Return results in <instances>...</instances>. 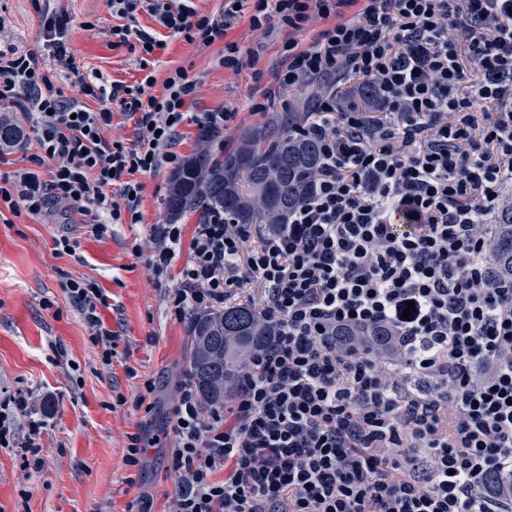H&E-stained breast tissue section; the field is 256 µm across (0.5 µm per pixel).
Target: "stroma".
I'll list each match as a JSON object with an SVG mask.
<instances>
[{"mask_svg":"<svg viewBox=\"0 0 512 512\" xmlns=\"http://www.w3.org/2000/svg\"><path fill=\"white\" fill-rule=\"evenodd\" d=\"M65 10L70 31L67 44L83 73L102 72L108 80H139L133 54L112 47L103 29L113 21L105 0H51ZM0 39L24 52L40 54L42 63L65 95H76L69 74L43 47L41 19L33 0H0ZM224 43L199 47L169 40L159 54L157 79L178 66L198 83L193 113L238 110L236 122L210 142H202L198 123L183 124L172 147L186 158L202 147L219 153L246 127L265 122L273 112L301 109L299 91L275 81L279 44L267 42L257 69L223 70ZM260 111H251V104ZM172 170L162 167L143 176L144 190L137 224H116L111 236L97 239L75 212L51 211L43 216L0 218V390L33 389L35 405L45 414L40 443L42 470L22 476L14 451L0 448V512H127L140 492H150L155 512H168L177 487L170 469L173 433L169 423L172 385L181 379L188 336L186 322L171 316L148 279L142 261L131 252L138 237L168 219L164 202ZM78 237V257L56 254L52 239L62 232ZM92 277L110 296L104 310L108 327L118 331L117 354L101 368L100 349L88 338L83 320L62 288L65 274ZM82 377L72 382L68 362ZM137 378H129L128 369ZM157 376L161 386L150 417L132 409L142 377ZM148 426L157 442L147 452L143 471L126 466L124 448L131 434Z\"/></svg>","mask_w":512,"mask_h":512,"instance_id":"stroma-1","label":"stroma"}]
</instances>
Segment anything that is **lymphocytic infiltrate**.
<instances>
[{"instance_id": "lymphocytic-infiltrate-1", "label": "lymphocytic infiltrate", "mask_w": 512, "mask_h": 512, "mask_svg": "<svg viewBox=\"0 0 512 512\" xmlns=\"http://www.w3.org/2000/svg\"><path fill=\"white\" fill-rule=\"evenodd\" d=\"M106 7L139 82L87 80L65 13L46 7V46L80 97L35 53L0 44V121L21 115L38 147L31 168L0 177V205L80 213L100 239L139 223L141 175L181 164L171 146L197 82L181 67L157 81L159 29L200 47L223 40L227 71L260 58L198 0ZM243 8L251 31L284 37L279 85H326L302 127L323 163L256 247L250 225L218 214L191 239L157 224L132 247L176 319L256 284L276 329L246 358L229 407L206 409L190 381L177 385L169 512H512V281L489 280L487 222L512 184V0H224L226 16ZM116 111L132 139L113 135ZM63 287L111 366L106 292L82 275ZM370 325L391 330V351L343 334ZM44 428L31 393L0 398V447L22 469L42 468Z\"/></svg>"}]
</instances>
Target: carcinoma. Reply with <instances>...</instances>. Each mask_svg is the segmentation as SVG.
<instances>
[{
  "mask_svg": "<svg viewBox=\"0 0 512 512\" xmlns=\"http://www.w3.org/2000/svg\"><path fill=\"white\" fill-rule=\"evenodd\" d=\"M302 112H275L268 121L244 129L236 142L213 155L202 148L186 159L172 178L165 208L172 219L197 212L204 220L228 213L238 224H253L264 216L268 224H283L312 190V175L321 164L318 141L296 133ZM23 131L0 123V153L19 147ZM492 275L512 279V198L494 216ZM273 335L254 309L228 307L194 314L188 325L185 374L209 409L222 408L234 396L245 355Z\"/></svg>",
  "mask_w": 512,
  "mask_h": 512,
  "instance_id": "carcinoma-1",
  "label": "carcinoma"
}]
</instances>
